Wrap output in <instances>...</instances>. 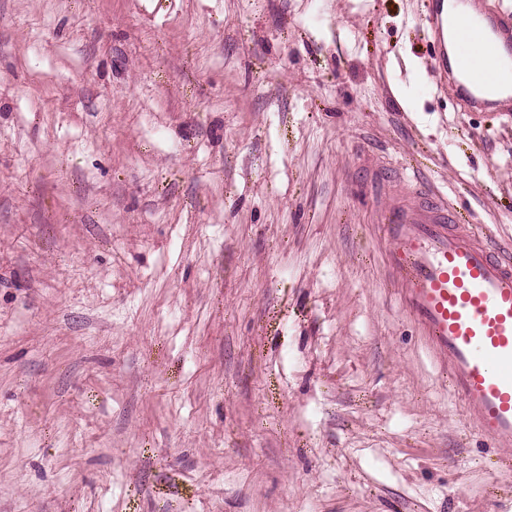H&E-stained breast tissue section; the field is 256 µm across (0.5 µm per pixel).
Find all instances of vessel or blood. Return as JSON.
<instances>
[{
	"mask_svg": "<svg viewBox=\"0 0 512 512\" xmlns=\"http://www.w3.org/2000/svg\"><path fill=\"white\" fill-rule=\"evenodd\" d=\"M426 0L438 67L467 112H512V84L450 59L452 45H486L487 70L512 73V16L490 0ZM380 223L400 303L443 360L470 425L496 447H512V245L470 224L426 186L400 175Z\"/></svg>",
	"mask_w": 512,
	"mask_h": 512,
	"instance_id": "vessel-or-blood-1",
	"label": "vessel or blood"
}]
</instances>
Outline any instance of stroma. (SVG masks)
<instances>
[{
    "mask_svg": "<svg viewBox=\"0 0 512 512\" xmlns=\"http://www.w3.org/2000/svg\"><path fill=\"white\" fill-rule=\"evenodd\" d=\"M424 14L0 0V512H512L383 264V161L512 240Z\"/></svg>",
    "mask_w": 512,
    "mask_h": 512,
    "instance_id": "obj_1",
    "label": "stroma"
}]
</instances>
